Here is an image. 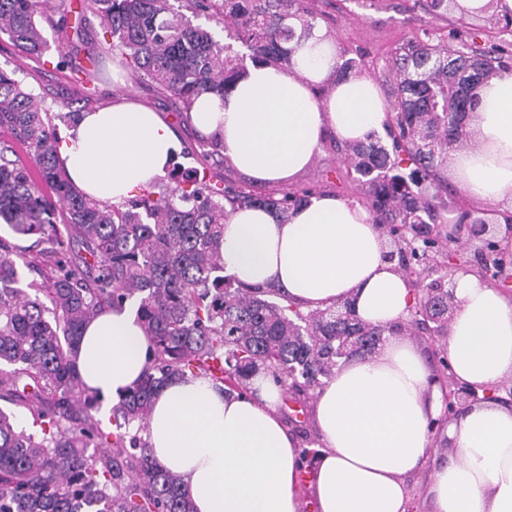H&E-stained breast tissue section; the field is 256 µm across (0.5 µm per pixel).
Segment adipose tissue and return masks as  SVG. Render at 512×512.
Segmentation results:
<instances>
[{"mask_svg":"<svg viewBox=\"0 0 512 512\" xmlns=\"http://www.w3.org/2000/svg\"><path fill=\"white\" fill-rule=\"evenodd\" d=\"M338 49L321 25L302 37L283 69L248 63L224 95L205 93L192 125L217 141L235 168L261 184L292 179L314 161L327 135L355 143L383 134L390 113L369 74H339ZM466 130L475 146L448 157L467 198L512 209V71L487 79ZM179 150L158 112L123 98L82 113L59 138L69 180L119 206L164 176ZM224 272L252 287H278L301 309L351 304L361 321L405 323L413 290L389 260L367 207L321 194L288 220L260 206L224 224ZM448 364L477 392L512 377V293L460 270L450 284ZM151 349L132 307L91 320L75 356L84 384L102 399L143 377ZM251 395L225 392L188 374L158 390L147 438L155 459L179 474L195 512H406L404 477L430 465L432 512H512V407L470 403L445 423L444 458L430 461L428 424L441 418V384L417 345L385 337L375 355L355 357L315 392L321 454L309 483L298 480L300 446L276 412L283 390L263 373Z\"/></svg>","mask_w":512,"mask_h":512,"instance_id":"ef3b65f1","label":"adipose tissue"}]
</instances>
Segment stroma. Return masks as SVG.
<instances>
[{
  "mask_svg": "<svg viewBox=\"0 0 512 512\" xmlns=\"http://www.w3.org/2000/svg\"><path fill=\"white\" fill-rule=\"evenodd\" d=\"M80 0H56V12L66 13L69 25H81L83 40L81 50L101 48L100 76L89 84H82L69 69L61 64L55 50H48L42 58L28 59L14 56L11 48L0 42V67L17 69L19 79L34 92L45 95L48 105L71 103L73 110L89 112L110 104L124 96L158 112L174 130L180 149L175 164L191 168L196 164L192 152L200 145V136L178 112L175 104L156 93L146 80L135 79L132 72H125L124 82H113L111 77L114 52L109 50V33L95 15L79 17L73 7ZM308 5L320 14V23L333 37L339 50L349 57L361 56L381 67L396 47L424 33L447 34L450 25L441 19L425 14L418 0H378L376 6L366 7L363 0H307ZM290 188H313L320 193H334L347 198L361 199L362 193L348 177L346 165L337 153L333 140H326L313 164L296 175Z\"/></svg>",
  "mask_w": 512,
  "mask_h": 512,
  "instance_id": "35a3bbf8",
  "label": "stroma"
}]
</instances>
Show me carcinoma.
<instances>
[{"label":"carcinoma","instance_id":"carcinoma-1","mask_svg":"<svg viewBox=\"0 0 512 512\" xmlns=\"http://www.w3.org/2000/svg\"><path fill=\"white\" fill-rule=\"evenodd\" d=\"M107 28L111 47L134 76L189 112L204 93L219 94L247 61L284 69L295 37L318 16L304 0H86ZM221 28L216 38L210 25ZM47 0H0V35L15 53L48 50L44 27L59 33ZM454 46L431 33L391 55L379 78L395 98L390 143L375 136L346 145L347 173L375 223L399 227L447 222L448 152L468 144L467 113L494 73L512 69V52L489 53L465 40ZM61 61L86 71L67 37ZM343 74L368 62L340 55ZM55 112L0 67V402L35 407L36 434L0 407V512H194L178 474L161 465L145 437L154 392L164 380L202 374L240 393L259 372L296 396L331 376L342 358L373 354L385 330L360 321L350 304L301 311L278 288H248L224 275L222 244L229 210L259 203L285 219L310 194L255 195L197 174L190 186L159 182L123 206L97 202L66 177L56 156ZM37 237L44 266L28 262L13 237ZM430 256L412 255L417 296L410 326L429 336L448 327V289L429 278L441 246L422 239ZM39 279L26 281L22 269ZM127 302L153 347L144 377L112 405V431L94 412L98 395L74 366L83 326Z\"/></svg>","mask_w":512,"mask_h":512}]
</instances>
